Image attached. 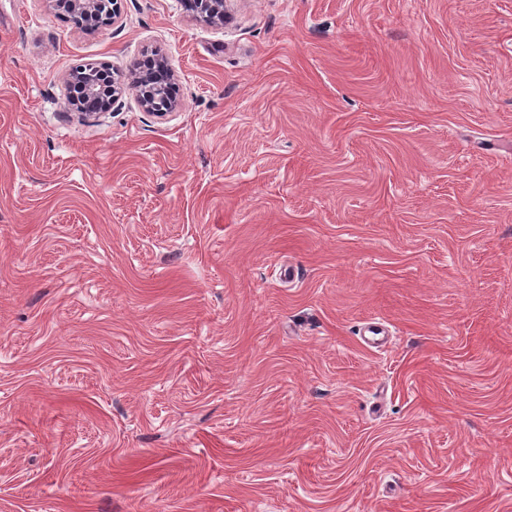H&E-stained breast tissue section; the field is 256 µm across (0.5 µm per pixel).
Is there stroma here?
I'll return each mask as SVG.
<instances>
[{
  "mask_svg": "<svg viewBox=\"0 0 512 512\" xmlns=\"http://www.w3.org/2000/svg\"><path fill=\"white\" fill-rule=\"evenodd\" d=\"M225 11L0 0V512H512V0ZM49 7L53 10H63L70 16L76 25L84 26V18L92 11L96 12V7L106 3L103 0H46ZM156 74L157 72L155 70L150 72H143L140 70L138 72L134 71L129 77L115 75L113 73L112 76L110 75L109 78H112V91L114 89V86L119 90H123L125 88L133 89L135 90L142 107H144L147 111H153L154 101L152 100V98L149 95L147 96L146 100L139 97L137 93V88L146 85L149 87H153V89L156 92L162 91L164 85L159 82V80L156 77Z\"/></svg>",
  "mask_w": 512,
  "mask_h": 512,
  "instance_id": "35a3bbf8",
  "label": "stroma"
}]
</instances>
